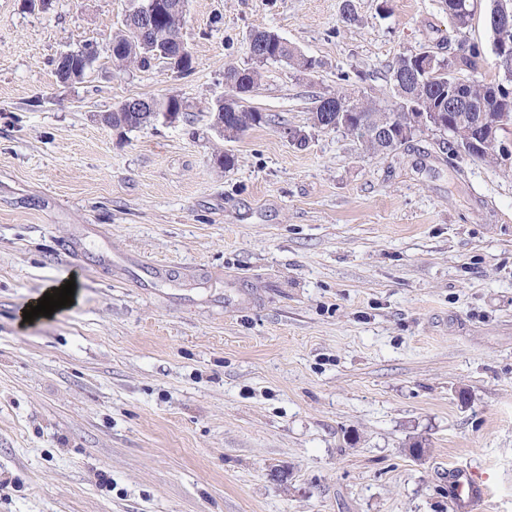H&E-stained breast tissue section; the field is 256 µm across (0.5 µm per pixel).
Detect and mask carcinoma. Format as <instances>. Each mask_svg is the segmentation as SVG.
<instances>
[{
	"label": "carcinoma",
	"instance_id": "obj_1",
	"mask_svg": "<svg viewBox=\"0 0 512 512\" xmlns=\"http://www.w3.org/2000/svg\"><path fill=\"white\" fill-rule=\"evenodd\" d=\"M175 0H157V14L154 16L151 26L144 33L147 41L153 43L162 50L172 48L181 40V25L172 19L169 13V5ZM448 11V17L458 37L457 53L450 61L436 60L433 68L427 72L423 81H405L404 76L410 72L413 65L420 64L418 55L411 54L400 57L392 69V85L395 101L384 108L372 100H359L351 98L342 92L332 94L336 103L346 113L348 122L347 130L351 133L366 121L374 119L389 122L396 118L399 122L410 123L412 113L410 105L416 104L424 111H432L438 100L448 94V72L452 70L476 69L479 61L483 60L479 46L468 41L466 29L474 16L473 6L470 0H442ZM266 42V57L261 60L265 64L269 61L287 60L296 63L304 70L312 68V61L295 53L293 49L281 43L278 34L269 30L263 31ZM112 59L120 68L131 64L145 67L156 59L151 52L144 51L140 43V36L128 30L112 40ZM499 77L494 81L483 84L471 83L467 87L471 99V107L459 108L453 111L440 113L443 123L467 122L471 113L483 109L495 117L505 110L512 113V107L494 97L495 88H504L502 97L512 93V68L506 70L498 68ZM261 73L258 68L238 69L234 66L224 71L225 85L233 93L235 100L215 109L218 119L224 121V128L235 131L236 135L243 134L247 129L266 122V116L255 109H245L243 101L251 95ZM104 121L112 127L127 128L129 130L141 129L143 122L134 113H120L116 110L109 113Z\"/></svg>",
	"mask_w": 512,
	"mask_h": 512
}]
</instances>
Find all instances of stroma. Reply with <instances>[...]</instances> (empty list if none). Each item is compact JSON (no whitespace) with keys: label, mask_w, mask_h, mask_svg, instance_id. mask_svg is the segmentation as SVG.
<instances>
[{"label":"stroma","mask_w":512,"mask_h":512,"mask_svg":"<svg viewBox=\"0 0 512 512\" xmlns=\"http://www.w3.org/2000/svg\"><path fill=\"white\" fill-rule=\"evenodd\" d=\"M129 8L0 0V512H452L459 465L467 512H512V160L432 130L374 156L311 121L338 91L390 102L401 55L451 58L440 0H188L186 75L115 67ZM257 29L313 67L262 66L269 121L227 141L211 106ZM168 95L186 119L102 121ZM455 473L457 476V491L460 506L462 504L470 505L474 501L479 500L482 495V487L467 477L463 470H457ZM463 495L465 497H463Z\"/></svg>","instance_id":"35a3bbf8"}]
</instances>
